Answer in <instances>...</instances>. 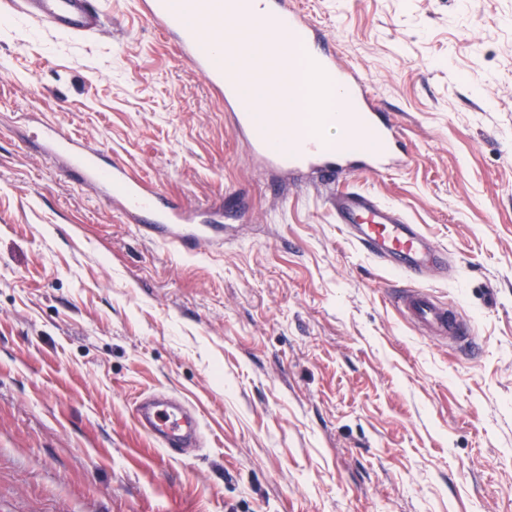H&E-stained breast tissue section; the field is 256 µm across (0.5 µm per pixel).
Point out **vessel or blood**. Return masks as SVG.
Segmentation results:
<instances>
[{"label": "vessel or blood", "mask_w": 512, "mask_h": 512, "mask_svg": "<svg viewBox=\"0 0 512 512\" xmlns=\"http://www.w3.org/2000/svg\"><path fill=\"white\" fill-rule=\"evenodd\" d=\"M260 2L257 8L246 6L245 0H185L181 6L176 0H138V5L163 39L205 79L251 156L269 170L312 175L327 188L357 168L373 172L393 168L400 161L402 134L393 114L377 104L359 69L341 62L297 0ZM7 4L58 33L89 35L104 28L98 0H7ZM228 20L237 30L259 37L268 54L275 56V64L251 61L242 69H227L225 57L239 51L235 33L224 32ZM294 46L309 61L307 112L298 118L284 107L254 111L242 91V78L253 77L278 89L281 97H290ZM337 121L349 122L350 136L373 138L374 147L357 149L347 139L330 140L329 129ZM35 134L45 163L77 177L92 191L112 195L127 223H145V217H152V224H145L147 232L184 254H208L218 246L211 225L199 223L196 209L146 188L121 160L89 149L82 139L50 123L42 124ZM330 202L337 224L351 241L408 279L407 287L389 297L401 316L433 340L472 346V322L457 306L416 284L423 270L443 264L445 249L428 243L398 206L368 193L350 191L331 196ZM134 418L167 451L199 442L200 418L180 399L166 394L144 398L136 405Z\"/></svg>", "instance_id": "b4317fda"}]
</instances>
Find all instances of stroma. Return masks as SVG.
<instances>
[{"label": "stroma", "mask_w": 512, "mask_h": 512, "mask_svg": "<svg viewBox=\"0 0 512 512\" xmlns=\"http://www.w3.org/2000/svg\"><path fill=\"white\" fill-rule=\"evenodd\" d=\"M300 4L412 155L340 189L447 249L419 284L475 348L402 320L387 263L249 156L134 0L88 37L0 14V512H512V0ZM27 113L238 237L188 256L124 223ZM155 391L197 407L201 447L138 428Z\"/></svg>", "instance_id": "1"}]
</instances>
